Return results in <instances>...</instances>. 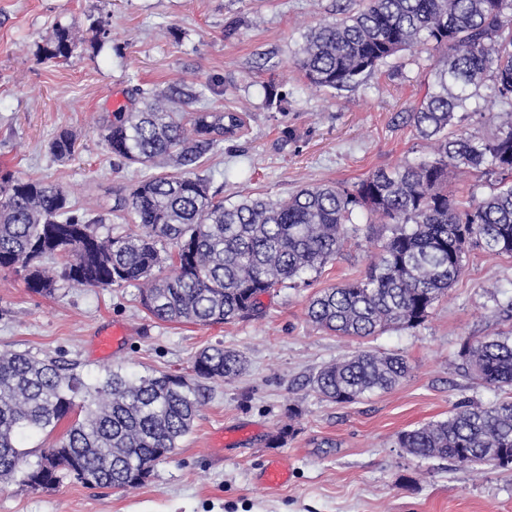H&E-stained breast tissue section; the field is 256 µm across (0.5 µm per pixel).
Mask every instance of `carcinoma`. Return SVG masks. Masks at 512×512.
<instances>
[{"mask_svg": "<svg viewBox=\"0 0 512 512\" xmlns=\"http://www.w3.org/2000/svg\"><path fill=\"white\" fill-rule=\"evenodd\" d=\"M79 45L60 27L45 54L67 61ZM415 48L438 55L427 93L408 113L433 155L352 186L311 185L286 199L227 204L196 168L244 129L243 115L205 105L209 83L176 101L136 85L130 105L101 118V136L129 164L176 168L141 176L118 201L116 210L139 230L104 233V219L79 212L62 187L4 172L0 269L25 271L30 292L52 295L57 279L44 261L58 257L62 280L74 288L136 285L159 321L230 323L255 314L262 295L294 288L336 260L362 212L369 224L392 225L391 235L364 277L311 299L309 321L358 338L421 325L462 274L470 246L512 256V0H362L356 12L312 27L294 64L312 86L341 91ZM469 110L495 130L476 136L458 128V113ZM503 113L508 120L495 123ZM48 150L68 161L75 135L61 130ZM452 169L485 180L488 192L459 197L448 189ZM460 357L480 383L511 388L512 325L466 339ZM243 367L238 352L212 347L196 354L190 380L114 370L90 380L75 363L1 352L0 479L20 472L33 489L66 479L137 489L191 432L205 401L201 381H230ZM407 373L398 354L359 350L320 367L310 385L330 402L351 404L394 389ZM73 414L58 442L20 471L30 455L22 440L53 432ZM398 445L420 458L509 467L512 401H462L447 419L400 432Z\"/></svg>", "mask_w": 512, "mask_h": 512, "instance_id": "cac0c4a2", "label": "carcinoma"}]
</instances>
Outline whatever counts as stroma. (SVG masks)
Segmentation results:
<instances>
[{"label": "stroma", "mask_w": 512, "mask_h": 512, "mask_svg": "<svg viewBox=\"0 0 512 512\" xmlns=\"http://www.w3.org/2000/svg\"><path fill=\"white\" fill-rule=\"evenodd\" d=\"M360 0H0V171L62 186L81 210L104 216L113 234L134 231L113 209L138 176L108 150L96 121L144 84L161 92L216 81L210 107L245 114L247 128L225 139L201 168L222 197L284 199L308 184H354L380 168L429 153L406 118L425 94L435 59L408 50L362 86L310 87L294 57L308 29L355 12ZM106 23L107 38L97 33ZM68 27L81 43L64 62L44 49ZM287 97L268 106L264 87ZM63 129L78 153L59 162L48 144ZM383 243L379 233L349 238L309 287L261 296L257 316L202 326L154 319L132 285L30 292L24 275L0 270V352L76 362L90 379L119 370L192 377L205 347L240 352L245 371L210 382L192 431L143 486L124 491L65 480L34 490L0 481V512H512V467L479 469L424 460L399 447L401 431L446 419L461 400L490 405L512 392L477 384L459 369L466 337L495 329L512 296V257L479 248L465 272L418 327L366 339L322 332L306 315L323 288L365 275ZM121 324L129 334L110 358L95 338ZM358 349L406 357L396 388L336 404L309 379ZM290 434H282L284 424ZM251 427L236 446L213 434ZM281 457L287 485L260 486L267 458Z\"/></svg>", "instance_id": "35a3bbf8"}]
</instances>
